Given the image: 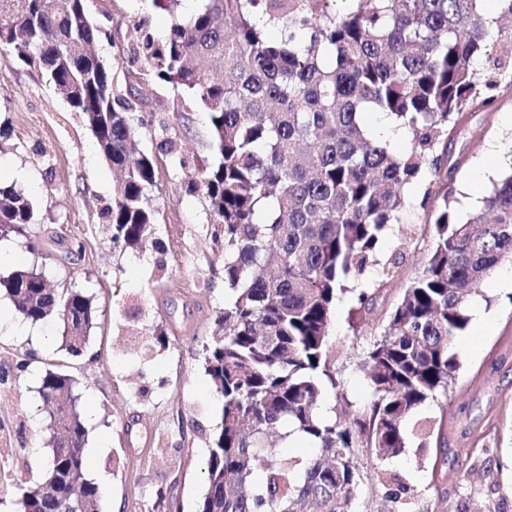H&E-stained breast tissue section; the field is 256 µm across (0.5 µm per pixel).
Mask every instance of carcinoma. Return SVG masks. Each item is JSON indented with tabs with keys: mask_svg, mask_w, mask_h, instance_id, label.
I'll use <instances>...</instances> for the list:
<instances>
[{
	"mask_svg": "<svg viewBox=\"0 0 512 512\" xmlns=\"http://www.w3.org/2000/svg\"><path fill=\"white\" fill-rule=\"evenodd\" d=\"M87 0H0V49L44 75L93 132L119 170L105 219L112 242L139 249L155 233L150 205L155 159L140 147L141 119L115 94L112 71L94 51L100 30ZM152 0L171 17L165 36L138 47L144 70L176 93L173 107L209 117L216 160L190 186L202 187L224 240V285L231 296L204 346V366L222 398L219 433L206 466L198 512H353L361 474L356 449L380 458L445 437L436 423H405L448 393L458 367L454 341L467 328L468 298L512 259V172L462 220L453 206L448 143L465 112L491 111L512 87V29L496 28L483 0ZM276 27L280 37L269 35ZM485 58L480 72L475 61ZM367 112L395 118L411 139L405 152L371 134ZM430 174L437 190L419 202L432 224L421 272L383 314L382 332L363 365L372 400L346 421L321 410L332 390L349 406L333 368L329 330L338 299L352 294L357 333L401 262L378 244L399 221L406 185ZM25 193L0 186V239L34 223ZM381 269L361 289L351 279ZM17 317L53 316L62 346L77 357L97 319L92 299L52 288L44 274L0 278ZM74 379L48 370L39 394L47 409L50 456L44 482L22 489L18 512H97L99 489L87 477V430ZM305 457L278 445L293 433Z\"/></svg>",
	"mask_w": 512,
	"mask_h": 512,
	"instance_id": "obj_1",
	"label": "carcinoma"
}]
</instances>
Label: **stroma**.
<instances>
[{
    "mask_svg": "<svg viewBox=\"0 0 512 512\" xmlns=\"http://www.w3.org/2000/svg\"><path fill=\"white\" fill-rule=\"evenodd\" d=\"M88 9L116 93L128 95L133 85L146 90L134 106L143 119L141 146L158 160L151 196L158 224L143 249L112 244L102 213L116 174L93 134L44 77L0 52V184L24 192L36 208L24 233L0 240V251L12 256L0 262V276L37 268L53 285L84 292L98 309L80 357L62 349L63 327L52 319L25 336L0 331V434L9 435L0 444V512H16L21 488L45 472L47 417L38 389L50 369L76 381L99 512H111L116 501L121 512H153L160 489L167 512H197L222 417L202 346L224 309V243L214 238L203 194L186 189L214 159L208 115L198 107L173 111V90L139 74V36H164L167 14L151 0H88ZM450 149L459 162L455 208L464 216L512 171V90L493 111L466 113ZM182 156L189 167L179 166ZM433 184L428 176L406 187L407 204L379 245L382 257L402 253L407 279L427 256L430 226L418 203ZM505 271L512 272V262L502 263L476 296L488 320L483 334L455 340L452 389L420 412L442 422L444 444L423 448L414 439L387 460L360 449L355 512H512V288L500 284ZM349 308V299L337 301L330 338L341 348L336 371L359 408L372 398L359 364L381 328L374 317L353 336ZM384 473L393 477L385 486Z\"/></svg>",
    "mask_w": 512,
    "mask_h": 512,
    "instance_id": "stroma-1",
    "label": "stroma"
}]
</instances>
